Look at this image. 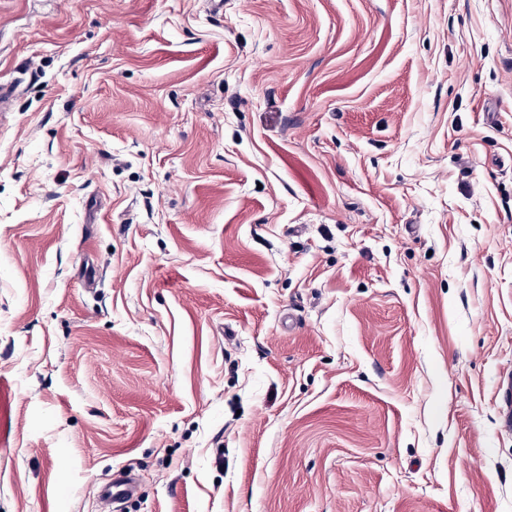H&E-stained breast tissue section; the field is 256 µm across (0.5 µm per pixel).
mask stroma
<instances>
[{"label":"stroma","mask_w":512,"mask_h":512,"mask_svg":"<svg viewBox=\"0 0 512 512\" xmlns=\"http://www.w3.org/2000/svg\"><path fill=\"white\" fill-rule=\"evenodd\" d=\"M0 512H512V0H0ZM134 485L129 481L113 480L104 485L99 495L100 512H112V505L134 495Z\"/></svg>","instance_id":"35a3bbf8"}]
</instances>
